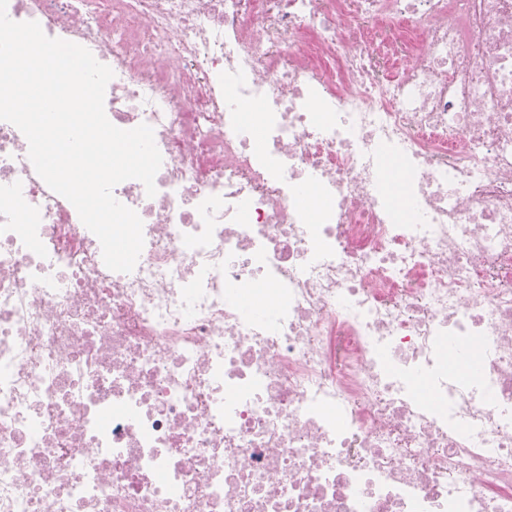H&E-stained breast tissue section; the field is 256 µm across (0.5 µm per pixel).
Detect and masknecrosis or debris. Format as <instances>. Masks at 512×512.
Segmentation results:
<instances>
[{
  "label": "necrosis or debris",
  "mask_w": 512,
  "mask_h": 512,
  "mask_svg": "<svg viewBox=\"0 0 512 512\" xmlns=\"http://www.w3.org/2000/svg\"><path fill=\"white\" fill-rule=\"evenodd\" d=\"M114 76L109 270L0 121V512H512V0H8Z\"/></svg>",
  "instance_id": "1"
}]
</instances>
